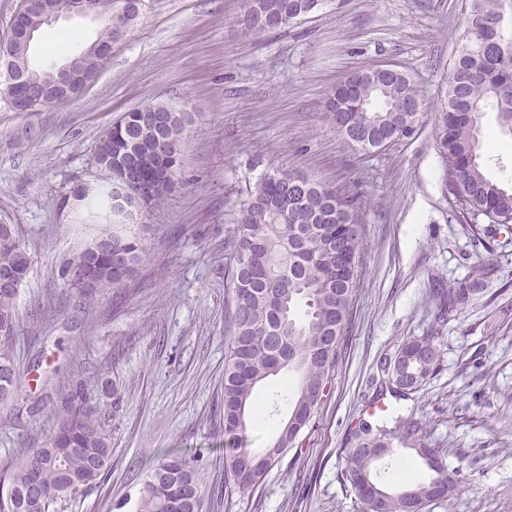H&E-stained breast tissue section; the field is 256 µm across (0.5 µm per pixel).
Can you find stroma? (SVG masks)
<instances>
[{
	"instance_id": "stroma-1",
	"label": "stroma",
	"mask_w": 512,
	"mask_h": 512,
	"mask_svg": "<svg viewBox=\"0 0 512 512\" xmlns=\"http://www.w3.org/2000/svg\"><path fill=\"white\" fill-rule=\"evenodd\" d=\"M241 0H145L130 34L80 95L31 112L0 95V223L19 225L31 264L18 301V392L0 402V461L41 441L77 383L105 413L112 468L55 512H137L143 483L169 450L202 458V512H365L343 478L351 429L365 418L380 356L436 336L439 370L400 401L427 425V444L458 474L453 496L422 512H512V243L459 218L432 136L448 92L470 0H329L288 29L257 39L235 27ZM98 27L62 18L31 49L50 67L92 42ZM425 94L416 132L384 150L348 149L325 120L326 92L380 64ZM168 103L192 116L179 184L144 220L146 254L122 288L85 301L60 270L89 241L65 202L94 173L100 136L125 112ZM488 172L512 180V137L486 113ZM275 168L358 194L362 272L331 392L293 449L248 491L224 483V274L235 204ZM488 271L481 298L437 327L434 283ZM294 377L257 396L272 415L251 422L266 447L287 419Z\"/></svg>"
}]
</instances>
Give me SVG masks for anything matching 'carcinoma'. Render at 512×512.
Instances as JSON below:
<instances>
[{"label": "carcinoma", "instance_id": "carcinoma-1", "mask_svg": "<svg viewBox=\"0 0 512 512\" xmlns=\"http://www.w3.org/2000/svg\"><path fill=\"white\" fill-rule=\"evenodd\" d=\"M325 0H243L236 24L250 37L282 30L315 11ZM508 0H472L464 18L462 43L448 76L447 100L435 123L436 148L445 162V188L462 217L482 220L490 231L512 239V184L486 172L483 117L497 113L500 132L512 126V37L503 27ZM112 23L100 24L96 40L110 43L129 32L141 13L126 0H111ZM0 60L17 77L14 93L31 110L63 102L43 95L54 68H39L23 41L0 46ZM424 96L403 71L376 68L347 75L326 95L324 112L343 143L368 152L396 144L416 131ZM189 113L165 103L129 111L99 139L94 164L112 166V180H95L72 191L77 224H99L97 234L62 268L61 278L90 299L100 288L131 278L145 248L135 233L146 209L159 207L175 185L180 145ZM360 199L292 170L264 175L237 202L233 257L227 285L231 295L230 335L224 363V437L233 448L225 458L227 479L242 490L254 487L294 447L298 424L329 396L331 372L350 316L364 250ZM99 240L112 254H93ZM30 264L18 228L0 224V279ZM487 271L433 290L436 323L445 326L485 290ZM19 289L0 286V400L14 394L18 368L16 303ZM442 351L433 336L411 337L394 358L379 363L378 398L402 399L440 368ZM283 369L295 372L288 420L278 425L270 446L246 447L248 423L265 413L254 391ZM378 426L366 419L352 431L346 481L366 512H421L423 505L448 495V466L425 444L426 425L411 414ZM417 457L429 471L410 470L388 491L376 482L374 463L394 443ZM112 439L102 414L87 406L83 391L71 393L42 443L0 465V512H52L66 497L96 483L110 465ZM202 459L168 455L145 481L138 512H201Z\"/></svg>", "mask_w": 512, "mask_h": 512}]
</instances>
